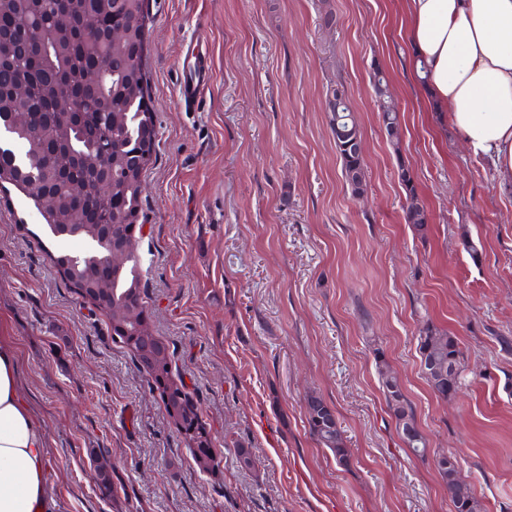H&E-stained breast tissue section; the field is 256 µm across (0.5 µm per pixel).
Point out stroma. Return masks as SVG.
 <instances>
[{
    "label": "stroma",
    "mask_w": 512,
    "mask_h": 512,
    "mask_svg": "<svg viewBox=\"0 0 512 512\" xmlns=\"http://www.w3.org/2000/svg\"><path fill=\"white\" fill-rule=\"evenodd\" d=\"M155 112L137 241L152 331L168 346L220 458L197 466L105 315L44 252L25 197L0 198V342L47 435L58 512H453L436 456L484 512H512V185L421 100L405 0H147ZM201 40L210 86L179 103ZM400 111L393 151L372 89ZM343 83L363 141L354 195L328 125ZM406 165L427 212L404 220ZM475 245L477 256L467 247ZM427 325L466 369L442 400L420 364ZM397 375L425 456L402 442L377 358ZM338 418L349 464L318 445L308 396ZM255 465L242 469L239 449ZM109 464L101 490L90 452Z\"/></svg>",
    "instance_id": "35a3bbf8"
}]
</instances>
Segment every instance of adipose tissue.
I'll return each mask as SVG.
<instances>
[{
	"mask_svg": "<svg viewBox=\"0 0 512 512\" xmlns=\"http://www.w3.org/2000/svg\"><path fill=\"white\" fill-rule=\"evenodd\" d=\"M407 33L421 95L512 182V0H408ZM46 448L17 353L0 344V512H57Z\"/></svg>",
	"mask_w": 512,
	"mask_h": 512,
	"instance_id": "ef3b65f1",
	"label": "adipose tissue"
}]
</instances>
